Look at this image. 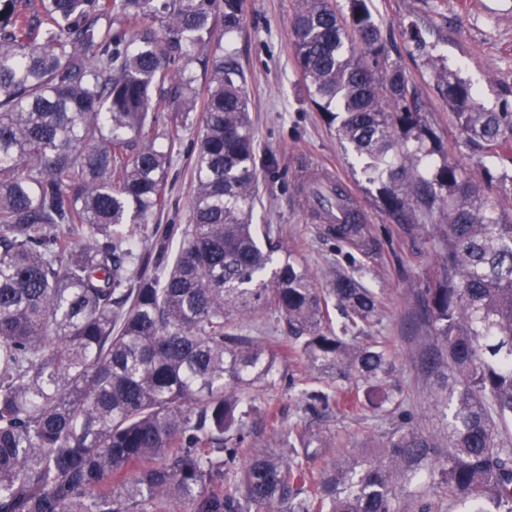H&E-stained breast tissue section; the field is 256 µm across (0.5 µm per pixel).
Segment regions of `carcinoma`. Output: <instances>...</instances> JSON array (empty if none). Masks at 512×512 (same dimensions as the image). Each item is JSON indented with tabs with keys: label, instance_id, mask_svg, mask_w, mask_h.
Wrapping results in <instances>:
<instances>
[{
	"label": "carcinoma",
	"instance_id": "cac0c4a2",
	"mask_svg": "<svg viewBox=\"0 0 512 512\" xmlns=\"http://www.w3.org/2000/svg\"><path fill=\"white\" fill-rule=\"evenodd\" d=\"M243 22V0H0V512H512V211L484 194L495 181L512 195V175L482 163L512 162V112L436 71L473 174L386 64L368 0L345 18L331 0H295L313 104L382 210L431 228L423 366L443 448L403 410L390 341L352 336L376 292L350 273L317 287L275 230L262 244L249 224ZM196 119L192 223L154 259L140 246L167 204L157 141L173 146ZM306 193L336 237L362 236L336 186L316 174ZM437 214L446 223L425 225ZM256 311L283 331L276 345L246 330ZM294 358L331 389L302 392L304 409L391 421L373 460L318 464L344 439L300 421L253 443V416L278 414L250 389Z\"/></svg>",
	"mask_w": 512,
	"mask_h": 512
}]
</instances>
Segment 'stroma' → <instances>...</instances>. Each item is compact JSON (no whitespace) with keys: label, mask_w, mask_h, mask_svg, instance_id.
I'll use <instances>...</instances> for the list:
<instances>
[{"label":"stroma","mask_w":512,"mask_h":512,"mask_svg":"<svg viewBox=\"0 0 512 512\" xmlns=\"http://www.w3.org/2000/svg\"><path fill=\"white\" fill-rule=\"evenodd\" d=\"M370 8L389 62L401 67L414 84L443 152L468 162L470 150L433 74L443 66L456 71L477 90L485 108L500 110L504 88H512V0H370ZM292 14L293 0H244L243 28L233 39L245 77L260 187L252 222L278 228L283 247L297 252L319 286H328L336 272L345 271L362 275L375 289L379 312L364 332L392 340V380L408 396L412 423L424 433L438 434L441 422L429 401L433 380L421 367L424 337L413 321L416 293L424 287L435 255L423 238L408 235L385 215L360 161L339 143L311 102L291 53ZM201 134L200 126H192L171 150L168 202L157 218L161 227L181 229L191 222V163ZM322 167L333 168L351 189L365 216L368 251L336 239L313 216L299 182ZM311 385L307 369L295 361L283 368L275 385L253 386L255 403L271 405L278 413L273 427L263 418L254 420L259 442H267L272 429L284 431L300 420L314 430L345 435L344 455L372 457L371 440L388 429V421L368 413L355 422L329 412H302L299 393Z\"/></svg>","instance_id":"1"}]
</instances>
